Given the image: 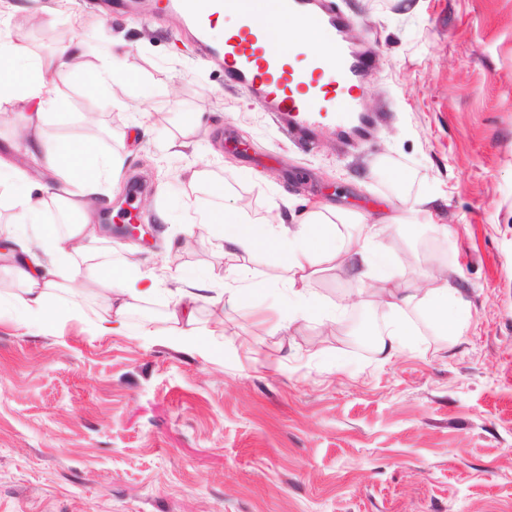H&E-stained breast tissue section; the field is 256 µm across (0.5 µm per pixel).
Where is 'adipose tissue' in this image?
Here are the masks:
<instances>
[{
    "label": "adipose tissue",
    "instance_id": "1",
    "mask_svg": "<svg viewBox=\"0 0 512 512\" xmlns=\"http://www.w3.org/2000/svg\"><path fill=\"white\" fill-rule=\"evenodd\" d=\"M277 2L265 0L263 10L253 12L247 20L235 11L219 12L214 35L224 37L246 21L252 28L267 32L270 44L276 47L287 48L293 40L301 51L330 56V39L281 18ZM77 74L91 92L122 89L131 84L120 58H113L111 66L89 70L82 64L77 46L63 45L45 59L0 30V105L35 106V114L29 115L24 125L28 152L36 165L57 177L54 183L33 184V190L13 198L19 220L4 233L13 245V270L22 288L20 294L0 296V307L17 309L31 323L43 324L50 316L51 300L80 275L97 284V294L104 302V309L94 322V332L109 336L129 332V312L156 292L159 280L141 272L132 255L122 256L118 267L113 268L101 265L96 253L86 247L99 234L98 200L114 175L120 173L122 163L117 156L100 154L94 140L51 139L43 133L40 123L56 106L57 84ZM51 202L75 214V222L61 234H32V226L40 224ZM328 210V205H318L296 224L289 225L280 217L251 216L245 207L238 206L218 215L200 214L192 223L200 233L223 241L224 253L233 261L229 271L236 277L246 275L248 260L260 251L281 270L282 287L269 310L277 315L284 303L288 315H277L273 322L276 331L288 332L300 319H313L326 326L335 324L336 310L320 306L312 288L319 266L327 264L346 269L357 279H372L370 294L382 310L384 323L377 350L385 358L394 357L409 344L420 319L438 335L464 334L467 324L456 312L465 307L466 301L445 274L427 270L428 285L424 288L393 283V257L382 241V220L371 221L362 214L350 213L335 222L328 218ZM345 224L351 225L350 233L342 232ZM180 280L183 289L178 303L165 315L164 333L142 327L138 334L148 341L162 339L178 350L217 354V346L202 342L196 329L197 303L210 275L206 270L187 267L181 270Z\"/></svg>",
    "mask_w": 512,
    "mask_h": 512
}]
</instances>
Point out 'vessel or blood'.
<instances>
[{"label": "vessel or blood", "instance_id": "obj_1", "mask_svg": "<svg viewBox=\"0 0 512 512\" xmlns=\"http://www.w3.org/2000/svg\"><path fill=\"white\" fill-rule=\"evenodd\" d=\"M187 20L206 33L214 0H176ZM284 16L300 18L303 27L334 32L338 40L333 59L311 55L303 65L293 66L279 57L268 55L260 36L249 26H242L225 38V79L241 86L262 100L268 109L308 124L313 114L340 113L350 119L360 110L359 83L369 59L349 50L340 33L346 18L340 10L327 7L321 0H279Z\"/></svg>", "mask_w": 512, "mask_h": 512}]
</instances>
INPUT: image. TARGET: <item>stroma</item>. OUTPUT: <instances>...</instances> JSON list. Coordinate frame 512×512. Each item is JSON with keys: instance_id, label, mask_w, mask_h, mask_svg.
I'll use <instances>...</instances> for the list:
<instances>
[{"instance_id": "35a3bbf8", "label": "stroma", "mask_w": 512, "mask_h": 512, "mask_svg": "<svg viewBox=\"0 0 512 512\" xmlns=\"http://www.w3.org/2000/svg\"><path fill=\"white\" fill-rule=\"evenodd\" d=\"M7 2L14 38L38 54L76 42L94 68L109 45L133 85L154 89L142 117L122 96L99 108L72 79L43 131L82 140L98 112L97 146L123 170L97 216L115 225L132 209L155 227L135 259L160 289L130 324L162 327L175 274L209 267L199 328L223 331L224 350L92 337L103 304L82 279L50 324L0 314V512H512V0H330L370 56L360 94L379 119L361 137L322 124L306 143L225 84L223 55H199L173 0ZM190 117L210 153L164 149ZM188 167L224 185L220 198L193 195L197 207L244 199L289 224L312 204L376 219L438 197L452 238L392 224L383 242L399 280L448 269L467 330L418 324L382 362V321L342 269L313 285L345 308L333 328L302 320L285 338L230 308L218 240L159 219L172 206L164 182Z\"/></svg>"}]
</instances>
